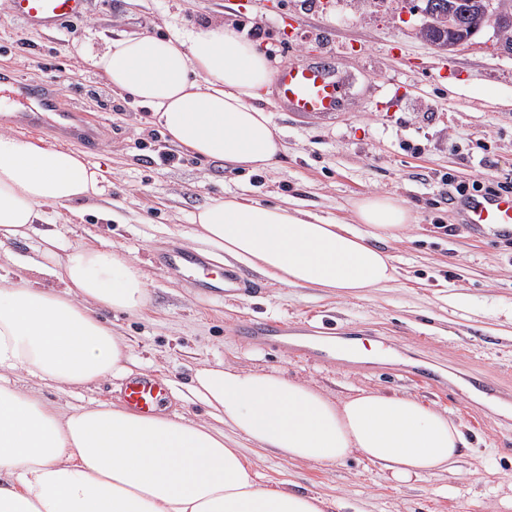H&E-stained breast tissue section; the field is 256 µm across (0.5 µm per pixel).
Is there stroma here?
<instances>
[{
	"mask_svg": "<svg viewBox=\"0 0 512 512\" xmlns=\"http://www.w3.org/2000/svg\"><path fill=\"white\" fill-rule=\"evenodd\" d=\"M423 22L405 0H87L83 18L43 34L0 0V76L43 82L81 113L92 131L84 157L105 176L102 195L45 207L44 226L58 231L63 250L88 241L148 271L143 314H96L127 338L134 373L168 379L169 411L206 418L190 395L192 379L222 364L279 372L334 400L361 390L411 396L463 425L469 446L455 473L402 488L357 455L291 463L239 440L264 482L322 494L340 512H500L512 484V450L502 445L512 439V234L473 231L456 200L460 186L512 194V54L490 29L444 53L419 36ZM241 26L271 49L275 68L326 61L353 80L348 105L324 118L295 116L265 93L261 105L285 151L256 174L182 151L162 162L160 151L172 145L148 109L113 92L81 54L129 36ZM370 194L404 201L417 225L409 239L383 244L397 280L361 297L288 288L252 270L261 291L219 302L156 263L159 253L185 246L199 207L227 195L292 198L347 222L354 202ZM249 317L287 323L286 344L236 336V323ZM308 331L340 348L370 342L378 352L363 361L293 354L291 343ZM421 366L439 372L440 382L419 383ZM472 375L504 382V398L471 391ZM122 383L110 376L43 395L71 409L118 400Z\"/></svg>",
	"mask_w": 512,
	"mask_h": 512,
	"instance_id": "35a3bbf8",
	"label": "stroma"
}]
</instances>
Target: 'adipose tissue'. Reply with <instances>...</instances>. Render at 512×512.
<instances>
[{"label":"adipose tissue","mask_w":512,"mask_h":512,"mask_svg":"<svg viewBox=\"0 0 512 512\" xmlns=\"http://www.w3.org/2000/svg\"><path fill=\"white\" fill-rule=\"evenodd\" d=\"M87 59L199 159L256 173L284 150L258 104L275 71L235 32L128 37ZM103 180L81 152L0 133V242L28 237L44 205L100 194ZM415 221L402 201L382 195L360 199L348 223L228 195L198 211L190 240L284 286L361 296L396 280L382 244L403 240ZM59 247L55 234H43L29 267L61 278L63 291L23 276L0 281V512H326L323 495L262 483L239 437L289 461L357 453L398 486L447 471L460 456V425L415 398L363 390L335 402L279 373L244 368L195 373L191 394L220 429L110 402L60 410L10 374L63 389L128 375L125 342L94 309L140 313L148 276L138 261L94 244L62 260Z\"/></svg>","instance_id":"obj_1"}]
</instances>
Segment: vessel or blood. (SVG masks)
Here are the masks:
<instances>
[{
    "instance_id": "b4317fda",
    "label": "vessel or blood",
    "mask_w": 512,
    "mask_h": 512,
    "mask_svg": "<svg viewBox=\"0 0 512 512\" xmlns=\"http://www.w3.org/2000/svg\"><path fill=\"white\" fill-rule=\"evenodd\" d=\"M16 16L30 29L50 32L63 23L82 17L86 0H12ZM277 96L286 109L297 115L328 116L343 106L349 95L347 78L325 65H291L277 71ZM11 99L22 109L13 113L15 131L32 133L43 127L61 128L73 120V113L55 108L48 87L42 82L12 85ZM467 222L479 228L512 227V195H474L467 202ZM161 265L177 275H190L194 287L216 298L233 297L255 290L254 281L232 267L216 268L210 259L175 247L160 256ZM287 327L276 320L246 318L236 325L238 334L280 344ZM169 392L165 378L155 374L129 377L122 388L126 406L143 415L154 414Z\"/></svg>"
}]
</instances>
